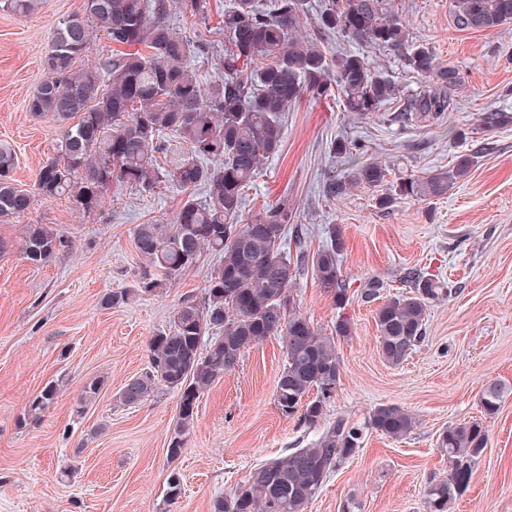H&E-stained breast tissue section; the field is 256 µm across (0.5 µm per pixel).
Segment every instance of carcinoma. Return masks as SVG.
<instances>
[{"mask_svg":"<svg viewBox=\"0 0 512 512\" xmlns=\"http://www.w3.org/2000/svg\"><path fill=\"white\" fill-rule=\"evenodd\" d=\"M42 0H0V11L17 17L35 14ZM179 13L198 21L208 17V0H177ZM457 24L467 30H492L512 24V0H453ZM306 0H228L218 29L224 39L222 71L202 81L191 67L208 44L192 45L171 25L170 0H84L80 13L60 18L42 59L44 80L29 96L26 109L47 118L61 130L58 157L39 169L31 191L17 187L16 156L0 144V223L25 215L35 201L68 200L76 209H100L113 182L152 192L160 182L203 190L201 199L188 195L171 224H137L134 245L159 277L144 276L137 291L153 293L164 282L181 277L209 251L218 258L208 276L204 296L185 298L174 310L169 328L149 341L148 370L128 378L118 392L123 405L141 404L162 389L179 396V412L167 455L175 460L184 450V433L194 423L201 395L231 372L245 351L276 336L286 353L276 403L281 414L300 415L318 436L303 448L255 468L247 486L212 500V512H306L327 479L360 448L362 429L344 419L329 422L327 405L340 376L336 342L351 335L345 318L324 334L297 310L290 284L298 266L288 259L283 236L288 205L272 206L248 224L238 223L246 187L262 161L277 153L285 112L307 94L321 99L333 90L343 94L344 108L361 115L381 111L397 98L399 88L362 55L327 56L320 40L296 37L306 16ZM317 35L337 34L354 44H371L404 56L417 75L433 81L430 89L408 100L398 117L433 119L455 107L452 91L459 73L437 62L427 47L409 45L408 34L392 15L387 0H328L316 18ZM112 44L111 53L81 66L93 39ZM336 73V81L329 79ZM512 123L507 112H486L487 129ZM183 148L169 167L158 164L168 140ZM472 160L463 158L451 170L419 179L409 177L377 198L381 209L397 199L440 197L464 176ZM387 169L367 160L352 170L349 182L329 177L323 184L328 199L345 195L347 185L379 187ZM30 264L52 262L63 239L47 224H26L19 242L0 238V254L13 246ZM341 229H332L330 244L307 257L318 284L336 307L343 306L347 286L340 275ZM409 296L385 300L375 312L378 351L398 366L425 337L428 304L439 295L441 282L410 271ZM135 291V292H137ZM135 292H109L107 308L119 307ZM512 385L485 386L481 406L496 414ZM58 397L55 381L28 401L23 422H37ZM369 426L394 439L409 434L416 418L397 405H381L369 415ZM438 447L447 455L448 477L425 489L427 512H448L467 488L473 466L488 444L480 420L451 425L439 434Z\"/></svg>","mask_w":512,"mask_h":512,"instance_id":"cac0c4a2","label":"carcinoma"}]
</instances>
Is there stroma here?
<instances>
[{
  "label": "stroma",
  "mask_w": 512,
  "mask_h": 512,
  "mask_svg": "<svg viewBox=\"0 0 512 512\" xmlns=\"http://www.w3.org/2000/svg\"><path fill=\"white\" fill-rule=\"evenodd\" d=\"M451 3L389 0L409 41L430 47L442 65L458 71L452 111L430 121H397L403 100L426 89L428 79L399 54L357 46L399 87L400 99L357 115L337 95L302 97L284 116L279 152L263 161L245 192V223L268 206L287 204L289 255L315 251L329 244L332 227L342 230L346 306L336 308L310 272L291 285L315 328L331 332L340 316L352 326L336 345L340 378L329 419L361 425L383 404L416 419L401 439L367 431L306 512H426L427 485L449 469L439 433L477 418L488 430V446L448 512H512V395L495 416L480 413L488 382L512 384V123L494 131L481 126L484 112L512 113V24L461 29ZM224 4L209 0L204 24L171 16L188 40L201 34L209 40L208 54L192 59L205 80L218 74L224 56L216 29ZM83 5L44 0L30 17L0 13V143L15 151L19 188L32 189L40 167L56 155L57 125L32 117L26 101L44 77L41 59L55 19ZM338 141L347 154L333 153ZM463 157L472 166L441 197L400 200L382 210L376 188L356 185L336 200L322 193L327 177L347 176L368 159L385 164L393 183L452 169ZM184 197L170 182L151 194L116 183L96 212H79L62 199L0 223L2 238H18L26 224H46L65 242L44 266L16 252L0 256V512H210L213 498L242 487L253 468L311 441L299 416L277 408L284 354L276 337L247 350L240 366L201 398L178 459L167 456L175 392L131 407L116 400L126 379L146 371L150 337L168 328L184 298L201 296L215 262L203 253L156 293L110 309L101 304L105 293L136 288L145 270L135 225L173 223ZM412 269L438 278L447 292L428 307L424 343L395 367L378 352L379 302L364 291L377 279L385 284L382 296L409 293L405 274ZM96 378L104 381L96 401L77 412L81 389ZM52 379L60 385L54 405L40 421L20 424L29 397ZM67 467L75 474L65 480ZM174 471L183 490L172 501L166 492Z\"/></svg>",
  "instance_id": "stroma-1"
}]
</instances>
